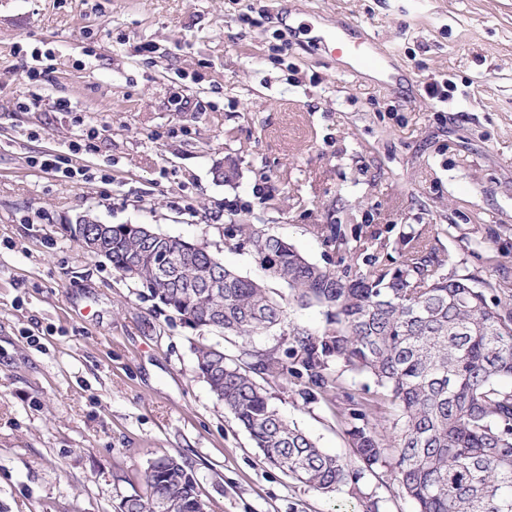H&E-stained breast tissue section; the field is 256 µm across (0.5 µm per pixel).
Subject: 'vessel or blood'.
<instances>
[{"label":"vessel or blood","instance_id":"obj_1","mask_svg":"<svg viewBox=\"0 0 512 512\" xmlns=\"http://www.w3.org/2000/svg\"><path fill=\"white\" fill-rule=\"evenodd\" d=\"M299 35L305 36L310 52L324 63L340 72L356 76L361 72L385 73L388 82L414 81L408 65L403 64L395 50H377L372 35L351 23L337 24L336 28L313 32L302 27Z\"/></svg>","mask_w":512,"mask_h":512}]
</instances>
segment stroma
<instances>
[{
    "label": "stroma",
    "mask_w": 512,
    "mask_h": 512,
    "mask_svg": "<svg viewBox=\"0 0 512 512\" xmlns=\"http://www.w3.org/2000/svg\"><path fill=\"white\" fill-rule=\"evenodd\" d=\"M287 9L367 28L417 86L387 92L313 59ZM440 75L444 103L423 90ZM91 129L82 162L110 180L29 166ZM228 158L224 183L214 169ZM86 214L204 244L283 295L229 225L332 270L341 255L320 224L360 233L394 267L405 236L435 245L445 272L512 281V0H0V512H116L165 454L186 461L208 512H363L347 490L266 462L195 372L200 344L282 353L292 328L325 326L324 309L290 304L249 338L189 328L70 240ZM265 388L286 421L355 464L341 399L304 401L285 378ZM361 486L379 512H416L390 466Z\"/></svg>",
    "instance_id": "obj_1"
}]
</instances>
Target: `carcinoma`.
Wrapping results in <instances>:
<instances>
[{
    "label": "carcinoma",
    "mask_w": 512,
    "mask_h": 512,
    "mask_svg": "<svg viewBox=\"0 0 512 512\" xmlns=\"http://www.w3.org/2000/svg\"><path fill=\"white\" fill-rule=\"evenodd\" d=\"M82 224L78 233L69 230L79 247L87 232L101 237L102 258L119 274L137 260L149 297L198 329L252 336L283 320V296L208 250L184 256L180 238L141 237L86 216ZM316 233L354 264L365 258L366 269L337 273L309 262L282 238L262 239L253 225H231L229 236L255 247L260 267L279 269L294 302L326 309L327 325L320 332L292 329L285 356L255 351L252 363L228 361L224 349L202 344L197 374L207 377L269 464L325 492L347 486L365 512H378V505L360 480L385 463L387 449L368 415L377 405L393 413L394 481L417 512H512V389L500 384L512 379V305L499 296L512 284L477 288L473 275L447 276L438 248L428 243L411 245L402 266L392 269L379 254L364 255L360 238H347L334 224ZM212 270L222 281L216 291L203 278ZM335 363L371 376L379 391L345 386ZM255 371L271 380L292 377L306 400L342 397L348 444L361 466L352 469L324 453L283 419L251 376ZM145 483V494L124 498L118 512H166L165 500L174 512H198L202 497L182 460L156 458Z\"/></svg>",
    "instance_id": "1"
}]
</instances>
